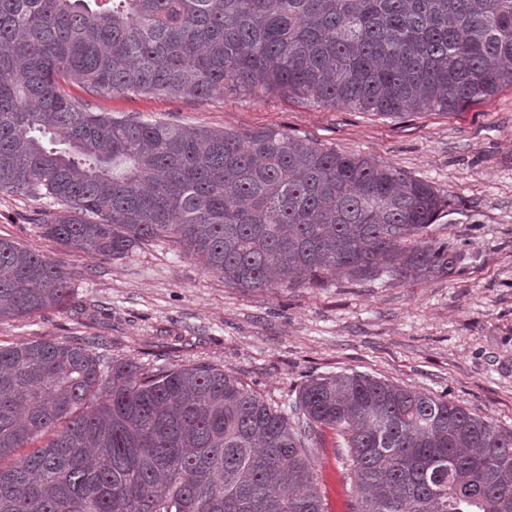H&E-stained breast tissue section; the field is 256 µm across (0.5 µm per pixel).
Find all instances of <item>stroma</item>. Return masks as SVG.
I'll return each instance as SVG.
<instances>
[{"instance_id":"35a3bbf8","label":"stroma","mask_w":512,"mask_h":512,"mask_svg":"<svg viewBox=\"0 0 512 512\" xmlns=\"http://www.w3.org/2000/svg\"><path fill=\"white\" fill-rule=\"evenodd\" d=\"M61 90L118 118L238 133L273 128L379 160L451 196L432 236L461 245L465 259L452 275L422 283L338 279L247 291L225 286L164 240L118 259L73 252L40 228L53 203L0 193V236L76 273L66 307L1 321L0 345L101 336L116 358L223 368L285 412L307 379L356 372L461 404L512 432L511 86L455 114L398 119L292 94L96 96L75 82ZM315 465L327 512H353L357 495L334 430L318 435Z\"/></svg>"}]
</instances>
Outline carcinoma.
Instances as JSON below:
<instances>
[{
    "label": "carcinoma",
    "mask_w": 512,
    "mask_h": 512,
    "mask_svg": "<svg viewBox=\"0 0 512 512\" xmlns=\"http://www.w3.org/2000/svg\"><path fill=\"white\" fill-rule=\"evenodd\" d=\"M94 95H299L402 117L512 84V0H0V193L59 205L45 234L101 259L156 240L232 288L450 275L417 243L451 199L272 128L91 112ZM64 145V149L54 144ZM73 272L0 237V320L64 307ZM94 336L0 346V512H325L308 439L343 437L358 512H512V433L358 373L288 416L209 364L146 367Z\"/></svg>",
    "instance_id": "carcinoma-1"
}]
</instances>
